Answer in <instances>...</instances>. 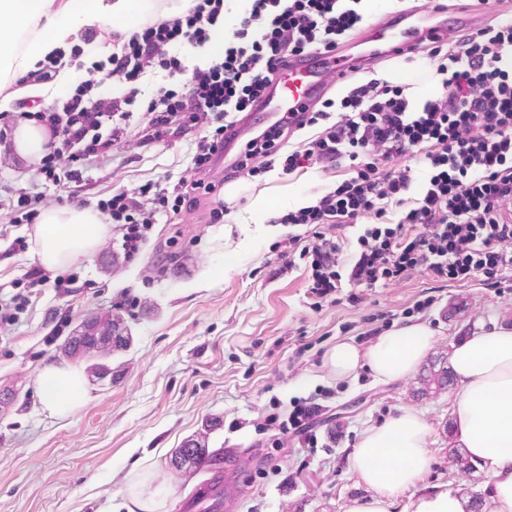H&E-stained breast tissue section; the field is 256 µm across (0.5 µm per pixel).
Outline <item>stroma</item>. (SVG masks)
<instances>
[{
	"label": "stroma",
	"mask_w": 512,
	"mask_h": 512,
	"mask_svg": "<svg viewBox=\"0 0 512 512\" xmlns=\"http://www.w3.org/2000/svg\"><path fill=\"white\" fill-rule=\"evenodd\" d=\"M436 67L425 56L415 69L387 61L376 70L408 85L416 100L440 91ZM193 143L189 135L135 149L113 146L111 157L89 161L84 202L92 208L109 191L177 182L189 174ZM337 175L314 168L232 180L223 188L230 205L223 222H212L206 199L187 219L160 217L130 263L115 260L120 234L109 230L94 255L72 265L77 282L69 296L51 287L31 294L18 323L0 336V512H129L123 476L134 469L149 472L162 512H180L207 474L172 469L171 453L213 421L219 427L210 448L232 449L243 475L232 512H344L350 498L368 494L347 471L348 452L364 428L403 409L422 413L431 429L435 462L425 486L488 493L484 471L461 473L449 464L456 385L422 396L414 376L380 383L363 370L339 380L323 359L340 341L367 346L371 315H398L430 296L435 303L420 319L436 333L428 359L438 361L460 337L511 326L512 291L478 278L442 283L417 272L372 289L346 282L315 300L304 263L288 265L284 255L289 236L304 235V227L265 222L260 209L279 216L311 204ZM22 192L51 203L66 190L46 185L36 165L2 144L0 285L39 264L34 250L9 253L14 238L34 232L15 221L12 202ZM158 264L164 273L155 272ZM354 293L360 303L351 301ZM106 313L122 316L130 348L108 360L105 378L86 377V396L68 416H46L38 399L42 365L87 369L59 347L84 319ZM310 395L327 407L316 447L299 437L274 447L267 415Z\"/></svg>",
	"instance_id": "1"
}]
</instances>
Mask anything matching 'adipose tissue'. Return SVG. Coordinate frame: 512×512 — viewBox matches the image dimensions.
I'll return each mask as SVG.
<instances>
[{"label":"adipose tissue","mask_w":512,"mask_h":512,"mask_svg":"<svg viewBox=\"0 0 512 512\" xmlns=\"http://www.w3.org/2000/svg\"><path fill=\"white\" fill-rule=\"evenodd\" d=\"M156 0H0V78L20 85L0 98V112L15 100L42 95L25 74L66 45L82 27L104 25L130 32L149 21ZM108 233L98 214L84 208L50 207L34 229L39 262L63 269L95 253ZM434 331L421 322L392 328L366 347L343 341L324 365L339 379L369 371L376 381L414 375L433 349ZM450 365L458 385L453 436L492 480L488 512H512V327L476 333L454 343ZM40 403L51 416L70 413L85 397L83 373L69 365L45 364L38 374ZM430 427L422 414L401 410L366 428L348 458V470L365 485L366 497L351 498L344 512H463L460 494L440 488L418 492L433 460Z\"/></svg>","instance_id":"adipose-tissue-1"}]
</instances>
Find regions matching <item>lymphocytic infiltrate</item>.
I'll list each match as a JSON object with an SVG mask.
<instances>
[{"label":"lymphocytic infiltrate","mask_w":512,"mask_h":512,"mask_svg":"<svg viewBox=\"0 0 512 512\" xmlns=\"http://www.w3.org/2000/svg\"><path fill=\"white\" fill-rule=\"evenodd\" d=\"M361 2L245 0L224 37L223 56L190 70L184 50L208 43L225 11L224 0H192L181 13L113 33V52L91 62L54 111L1 112L0 142L19 121L44 127L49 142L39 173L77 192L86 161L108 157L113 145L128 141L134 110L149 116L138 145L197 133L188 177L99 199L101 220L117 226L120 254L133 261L160 215L193 213L196 193H220L213 168L224 153L225 127L251 110L289 56L344 44L363 25ZM426 51L438 62L443 93L415 102L406 85L385 78L351 84L340 99L264 123L231 167L230 178L250 180L277 168L286 175L346 169L314 204L279 218L309 231L308 238H289L288 252L309 267V293L316 298L331 296L345 281L376 288L416 272L440 282L480 275L492 287L512 289V16L429 43ZM154 68L165 71L169 83L146 98L139 83ZM101 73L121 88L120 96H96ZM307 128L313 134L302 147L286 151L291 137ZM406 154L412 164L396 167L395 159ZM333 222L359 224L352 255H345L338 236L322 232ZM408 225L415 230L410 238L403 233ZM75 282L72 274L43 268L13 282L12 295L0 303V332L18 322L33 289L49 285L64 296ZM324 413L316 398L299 397L287 413L270 414L265 426L278 438L300 436L311 445Z\"/></svg>","instance_id":"1"}]
</instances>
